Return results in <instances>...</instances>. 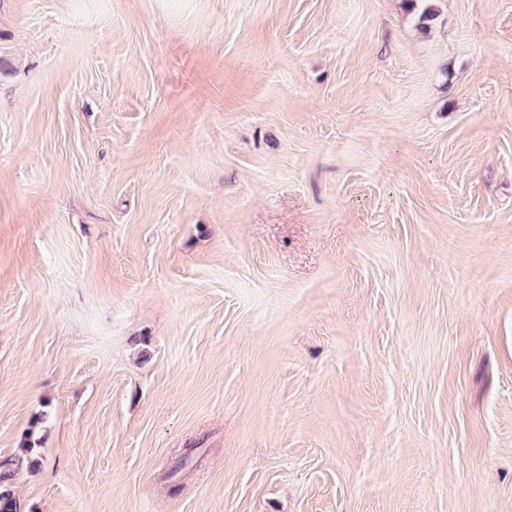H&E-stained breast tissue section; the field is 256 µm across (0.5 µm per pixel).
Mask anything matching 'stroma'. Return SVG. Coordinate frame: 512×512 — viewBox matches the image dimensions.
<instances>
[{
	"label": "stroma",
	"mask_w": 512,
	"mask_h": 512,
	"mask_svg": "<svg viewBox=\"0 0 512 512\" xmlns=\"http://www.w3.org/2000/svg\"><path fill=\"white\" fill-rule=\"evenodd\" d=\"M0 0L17 512H512V0Z\"/></svg>",
	"instance_id": "35a3bbf8"
}]
</instances>
